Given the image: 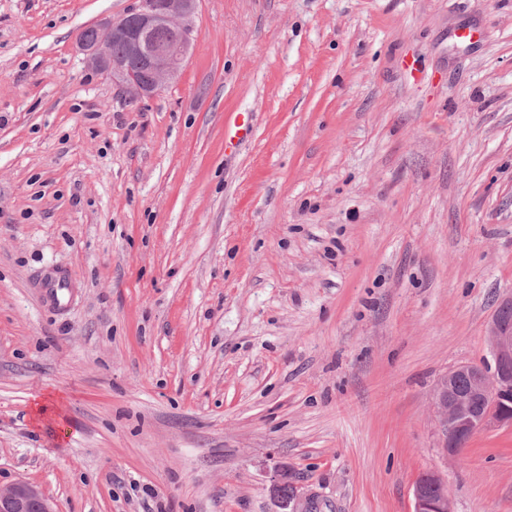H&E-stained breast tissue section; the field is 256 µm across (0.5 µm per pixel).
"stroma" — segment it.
I'll return each mask as SVG.
<instances>
[{
  "label": "stroma",
  "instance_id": "1",
  "mask_svg": "<svg viewBox=\"0 0 512 512\" xmlns=\"http://www.w3.org/2000/svg\"><path fill=\"white\" fill-rule=\"evenodd\" d=\"M137 3L0 0V486L274 512L285 471L313 512H412L434 471L512 512V428L451 459L433 405L512 293V0H200L135 100L76 37ZM36 288H43L45 296L56 306H66L70 303L72 295L71 274L67 269L50 267L44 269L36 283Z\"/></svg>",
  "mask_w": 512,
  "mask_h": 512
}]
</instances>
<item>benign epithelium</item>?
I'll return each instance as SVG.
<instances>
[{
  "instance_id": "7a95c632",
  "label": "benign epithelium",
  "mask_w": 512,
  "mask_h": 512,
  "mask_svg": "<svg viewBox=\"0 0 512 512\" xmlns=\"http://www.w3.org/2000/svg\"><path fill=\"white\" fill-rule=\"evenodd\" d=\"M199 0H140L125 15L90 27L94 37H77L90 65L119 83L133 99L158 94L177 79L194 44L193 18ZM125 47L112 55V43ZM145 72L134 75L133 67ZM489 358L458 365L443 375L434 391L443 448L457 459L479 431L511 427L512 295L503 297L488 324ZM276 512H301L291 477L278 473L269 488ZM0 512H55L33 485L18 481L0 487ZM413 512H450L444 480L435 472L421 475L413 487Z\"/></svg>"
}]
</instances>
